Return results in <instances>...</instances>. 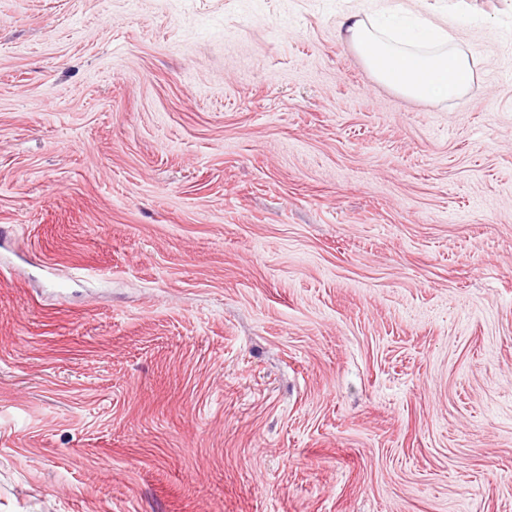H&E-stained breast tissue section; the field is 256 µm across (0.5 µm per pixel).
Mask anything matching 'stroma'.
Instances as JSON below:
<instances>
[{
  "mask_svg": "<svg viewBox=\"0 0 512 512\" xmlns=\"http://www.w3.org/2000/svg\"><path fill=\"white\" fill-rule=\"evenodd\" d=\"M0 0V512H512V0ZM427 37L438 46L434 51L412 47L424 37H383L368 17L359 10L347 13L340 34L359 50L377 78L411 98L452 99L462 96L473 79L469 56L447 48L448 34L440 23L425 21Z\"/></svg>",
  "mask_w": 512,
  "mask_h": 512,
  "instance_id": "1",
  "label": "stroma"
}]
</instances>
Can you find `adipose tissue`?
Listing matches in <instances>:
<instances>
[{
	"label": "adipose tissue",
	"mask_w": 512,
	"mask_h": 512,
	"mask_svg": "<svg viewBox=\"0 0 512 512\" xmlns=\"http://www.w3.org/2000/svg\"><path fill=\"white\" fill-rule=\"evenodd\" d=\"M431 51L415 49V36L383 37L360 11L347 13L340 32L359 50L377 78L411 98L452 99L468 90L472 64L468 55L448 47V34L440 23L427 22Z\"/></svg>",
	"instance_id": "adipose-tissue-1"
}]
</instances>
